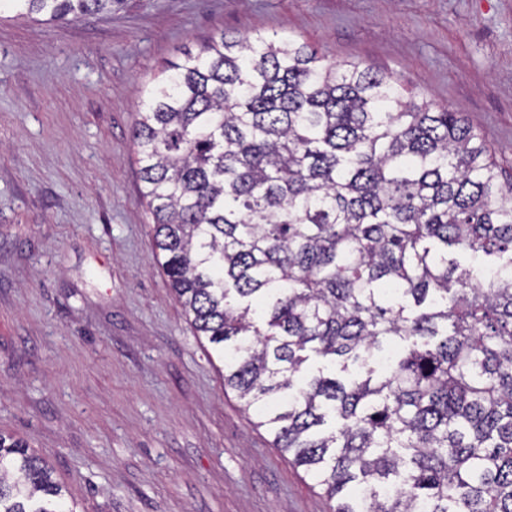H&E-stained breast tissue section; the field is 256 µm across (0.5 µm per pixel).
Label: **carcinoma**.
Here are the masks:
<instances>
[{"instance_id": "cac0c4a2", "label": "carcinoma", "mask_w": 512, "mask_h": 512, "mask_svg": "<svg viewBox=\"0 0 512 512\" xmlns=\"http://www.w3.org/2000/svg\"><path fill=\"white\" fill-rule=\"evenodd\" d=\"M7 2L56 23L119 0ZM162 74L141 194L224 389L335 512H512V180L481 133L290 38L220 33ZM390 346L380 375L326 371ZM0 512H77L3 433Z\"/></svg>"}]
</instances>
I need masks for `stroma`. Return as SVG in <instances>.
<instances>
[{
  "mask_svg": "<svg viewBox=\"0 0 512 512\" xmlns=\"http://www.w3.org/2000/svg\"><path fill=\"white\" fill-rule=\"evenodd\" d=\"M292 37L459 112L512 176V0H120L0 13V432L80 512H332L225 391L158 266L132 131L218 33ZM120 0H7L20 17L35 22L56 23L81 20L91 15L111 13Z\"/></svg>",
  "mask_w": 512,
  "mask_h": 512,
  "instance_id": "35a3bbf8",
  "label": "stroma"
}]
</instances>
